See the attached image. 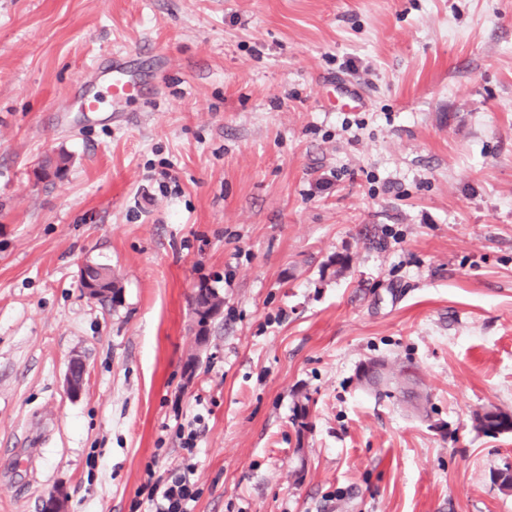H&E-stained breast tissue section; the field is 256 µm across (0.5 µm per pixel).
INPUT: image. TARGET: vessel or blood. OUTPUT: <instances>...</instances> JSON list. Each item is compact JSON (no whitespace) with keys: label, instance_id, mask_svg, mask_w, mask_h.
Returning a JSON list of instances; mask_svg holds the SVG:
<instances>
[{"label":"vessel or blood","instance_id":"obj_1","mask_svg":"<svg viewBox=\"0 0 512 512\" xmlns=\"http://www.w3.org/2000/svg\"><path fill=\"white\" fill-rule=\"evenodd\" d=\"M139 88V73L129 60H113L96 63L91 76L82 82L77 98L85 112H100L105 99L119 103L136 95Z\"/></svg>","mask_w":512,"mask_h":512}]
</instances>
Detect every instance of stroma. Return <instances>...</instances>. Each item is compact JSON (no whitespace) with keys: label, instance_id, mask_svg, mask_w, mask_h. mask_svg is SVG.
I'll list each match as a JSON object with an SVG mask.
<instances>
[{"label":"stroma","instance_id":"1","mask_svg":"<svg viewBox=\"0 0 512 512\" xmlns=\"http://www.w3.org/2000/svg\"><path fill=\"white\" fill-rule=\"evenodd\" d=\"M115 52L144 85L110 121L71 91ZM89 261L117 300L84 295ZM374 360L425 412L361 387ZM491 406L512 0H0V512H147V477L189 465L192 512H512Z\"/></svg>","mask_w":512,"mask_h":512}]
</instances>
